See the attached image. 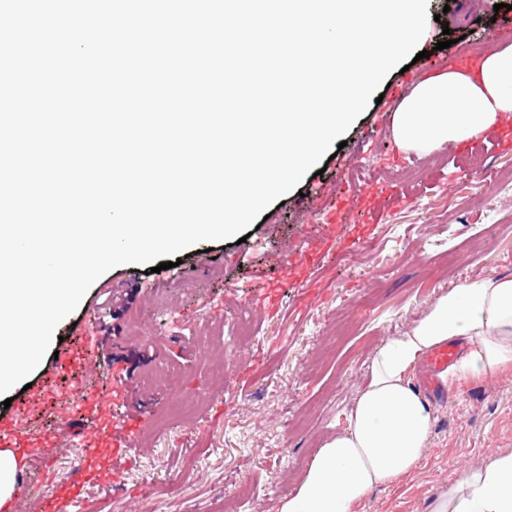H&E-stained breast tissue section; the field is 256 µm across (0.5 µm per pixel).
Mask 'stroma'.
Instances as JSON below:
<instances>
[{
    "instance_id": "1",
    "label": "stroma",
    "mask_w": 512,
    "mask_h": 512,
    "mask_svg": "<svg viewBox=\"0 0 512 512\" xmlns=\"http://www.w3.org/2000/svg\"><path fill=\"white\" fill-rule=\"evenodd\" d=\"M497 2L468 11L461 0H428L419 50L447 59L436 44L448 35L481 61L512 41V0ZM400 80L399 70L387 75L382 102L369 103L326 171L273 202L246 242L187 248L179 266L152 274L121 265L94 282L28 377L40 402L22 403L14 389L10 407L0 406L20 430L51 433L31 461L32 483L0 512H40L43 497L82 466L91 473L79 512H274L343 425L378 345L408 330L437 294L512 276V152L489 133L463 152L454 143L430 155L402 150L391 123ZM360 166L400 192L368 216L369 241L282 288L276 310L254 308V285L279 286L285 262L327 234L321 218L342 183L359 185ZM244 307L256 328L249 344L232 334ZM59 352L69 362L57 363ZM213 357L223 359L224 378L212 374ZM162 366L177 377L143 387ZM89 390L119 393L120 459H90L80 408ZM425 393L435 414L419 470L374 490L355 512H426L463 470L512 452V368Z\"/></svg>"
}]
</instances>
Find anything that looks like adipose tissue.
Here are the masks:
<instances>
[{"label": "adipose tissue", "instance_id": "1", "mask_svg": "<svg viewBox=\"0 0 512 512\" xmlns=\"http://www.w3.org/2000/svg\"><path fill=\"white\" fill-rule=\"evenodd\" d=\"M512 114V42L485 56L475 73L421 80L392 116L400 148L430 154L476 139ZM466 349L442 375L492 378L512 363V278L490 274L439 294L406 332L372 353L370 378L344 426L318 448L295 490L275 512H353L373 490L421 465L433 408L414 385L415 366L436 348ZM427 512H512V452L466 469Z\"/></svg>", "mask_w": 512, "mask_h": 512}]
</instances>
